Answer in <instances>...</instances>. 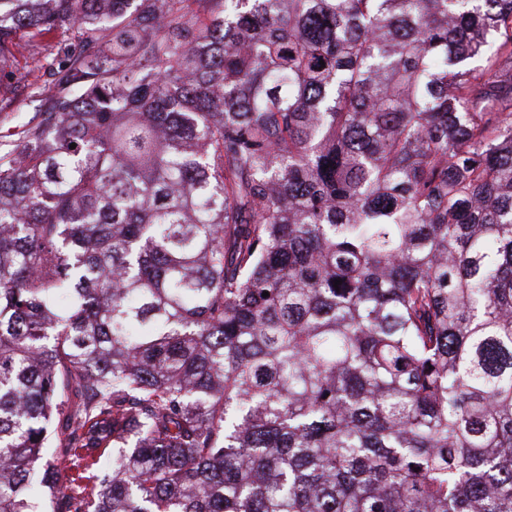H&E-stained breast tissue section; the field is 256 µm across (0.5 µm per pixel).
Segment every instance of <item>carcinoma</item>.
<instances>
[{
	"instance_id": "cac0c4a2",
	"label": "carcinoma",
	"mask_w": 512,
	"mask_h": 512,
	"mask_svg": "<svg viewBox=\"0 0 512 512\" xmlns=\"http://www.w3.org/2000/svg\"><path fill=\"white\" fill-rule=\"evenodd\" d=\"M48 35L0 512H512V0H0Z\"/></svg>"
}]
</instances>
